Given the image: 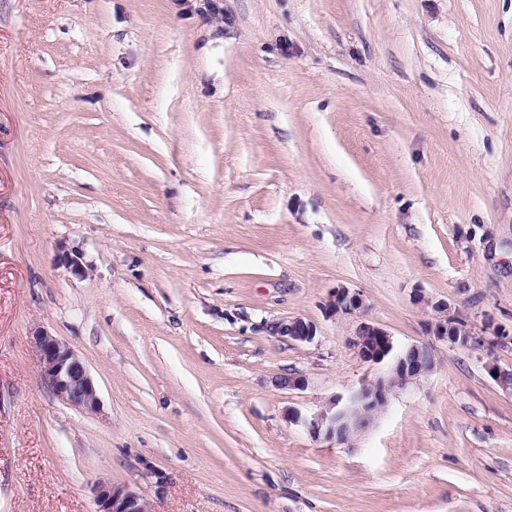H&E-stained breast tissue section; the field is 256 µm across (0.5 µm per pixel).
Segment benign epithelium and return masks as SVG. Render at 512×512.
Returning a JSON list of instances; mask_svg holds the SVG:
<instances>
[{
    "instance_id": "1",
    "label": "benign epithelium",
    "mask_w": 512,
    "mask_h": 512,
    "mask_svg": "<svg viewBox=\"0 0 512 512\" xmlns=\"http://www.w3.org/2000/svg\"><path fill=\"white\" fill-rule=\"evenodd\" d=\"M58 251L59 262L66 269L76 276L85 274L77 251L64 245L59 246ZM413 300L431 307L435 313L434 321L428 323L429 335L453 348L474 353L496 384L512 393V369L501 368L495 355L496 347L508 334L503 332L489 337L478 333L451 313L448 303H433L420 290L415 291ZM364 308L362 294L342 286L332 289L323 304L329 318H358L348 340L349 347L361 361L381 365L384 371L372 380L330 396L312 413L288 410L289 423L301 427L314 439L337 444L350 442L375 424L387 408L392 393L430 375L439 364L434 343L399 345L384 328L361 318ZM270 332L291 342L310 343L316 337V326L295 317L274 323ZM32 342L39 357L41 375L54 394L78 409L98 411L97 391L85 360L67 343L45 330L34 331ZM94 496L95 512H148L143 496L130 484L99 482L94 487Z\"/></svg>"
}]
</instances>
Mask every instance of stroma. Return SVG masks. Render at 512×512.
Returning <instances> with one entry per match:
<instances>
[{
  "label": "stroma",
  "mask_w": 512,
  "mask_h": 512,
  "mask_svg": "<svg viewBox=\"0 0 512 512\" xmlns=\"http://www.w3.org/2000/svg\"><path fill=\"white\" fill-rule=\"evenodd\" d=\"M339 286L512 334V0H0V512H512V394L445 342L351 442L289 423L381 371ZM270 331L273 335L295 343H310L316 337V326L297 317L274 323ZM32 342L41 375L62 401L88 412L99 410L94 381L85 360L67 343L45 330H35ZM94 512H148L138 489L130 484L98 482L94 487Z\"/></svg>",
  "instance_id": "stroma-1"
}]
</instances>
